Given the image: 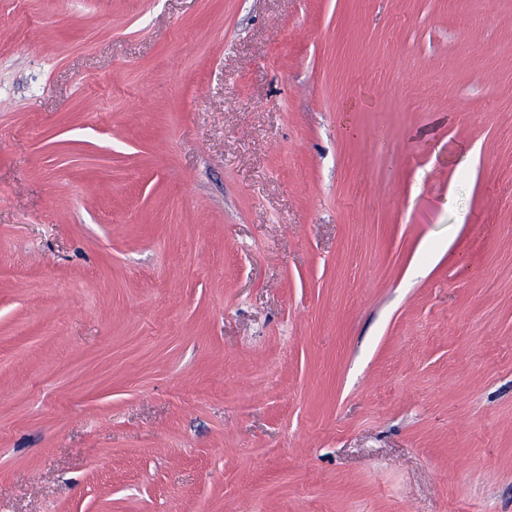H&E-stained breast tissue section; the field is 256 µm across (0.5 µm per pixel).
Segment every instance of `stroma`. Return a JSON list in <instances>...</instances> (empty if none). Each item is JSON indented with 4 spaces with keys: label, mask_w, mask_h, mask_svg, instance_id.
Instances as JSON below:
<instances>
[{
    "label": "stroma",
    "mask_w": 512,
    "mask_h": 512,
    "mask_svg": "<svg viewBox=\"0 0 512 512\" xmlns=\"http://www.w3.org/2000/svg\"><path fill=\"white\" fill-rule=\"evenodd\" d=\"M0 512H512V0H0Z\"/></svg>",
    "instance_id": "35a3bbf8"
}]
</instances>
